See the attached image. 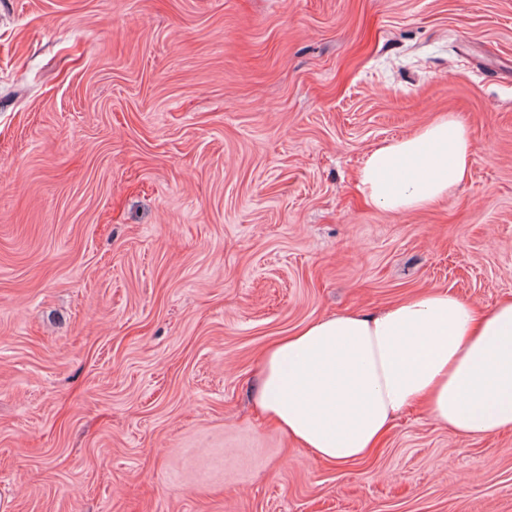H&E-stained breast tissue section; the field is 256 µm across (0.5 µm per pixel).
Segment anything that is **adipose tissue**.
I'll use <instances>...</instances> for the list:
<instances>
[{"label": "adipose tissue", "mask_w": 512, "mask_h": 512, "mask_svg": "<svg viewBox=\"0 0 512 512\" xmlns=\"http://www.w3.org/2000/svg\"><path fill=\"white\" fill-rule=\"evenodd\" d=\"M474 155L466 124L442 114L371 149L358 188L387 211L423 209L466 180ZM254 405L310 455L336 464L364 459L411 408L466 438L510 431L512 299L484 310L429 289L374 314L311 321L262 353Z\"/></svg>", "instance_id": "ef3b65f1"}]
</instances>
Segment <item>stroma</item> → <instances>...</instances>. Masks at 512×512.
Listing matches in <instances>:
<instances>
[{"mask_svg": "<svg viewBox=\"0 0 512 512\" xmlns=\"http://www.w3.org/2000/svg\"><path fill=\"white\" fill-rule=\"evenodd\" d=\"M475 146L416 212L370 149ZM512 297V0H0V512H512V430L365 460L258 416L302 323ZM474 155L467 125L438 115L413 135L371 149L357 171L358 189L386 211L423 209L466 180Z\"/></svg>", "mask_w": 512, "mask_h": 512, "instance_id": "stroma-1", "label": "stroma"}]
</instances>
